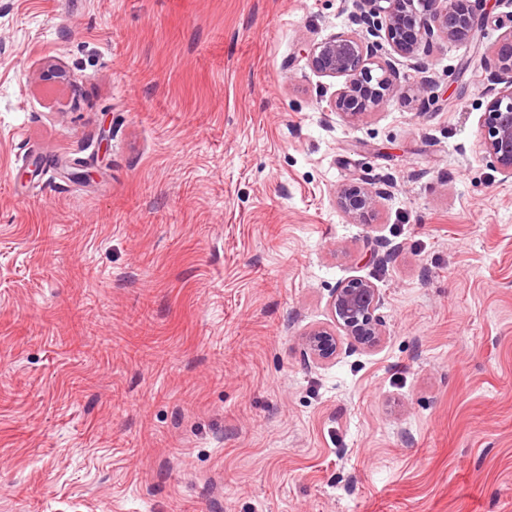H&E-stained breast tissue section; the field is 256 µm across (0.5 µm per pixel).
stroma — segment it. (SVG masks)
Segmentation results:
<instances>
[{
	"label": "stroma",
	"instance_id": "stroma-1",
	"mask_svg": "<svg viewBox=\"0 0 512 512\" xmlns=\"http://www.w3.org/2000/svg\"><path fill=\"white\" fill-rule=\"evenodd\" d=\"M352 9L0 0V512H512V5L357 124L304 53ZM357 277L382 343L307 359ZM485 95L488 100L482 115V146L504 180L512 179V28L496 42ZM497 85H504L497 88ZM377 193L360 185L346 186L338 192V205L349 217L361 218L376 204Z\"/></svg>",
	"mask_w": 512,
	"mask_h": 512
}]
</instances>
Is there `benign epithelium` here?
<instances>
[{
  "mask_svg": "<svg viewBox=\"0 0 512 512\" xmlns=\"http://www.w3.org/2000/svg\"><path fill=\"white\" fill-rule=\"evenodd\" d=\"M477 0H354L350 23L355 28L339 32L304 49L312 70L322 77H342L344 83L331 107L351 122L365 120L389 98L414 102L427 81L402 85L391 60L375 59L378 41H385L398 56L413 60L435 37L450 42H471L482 31L484 17ZM482 115V146L503 179H512V28L496 42ZM377 193L360 185L338 192V205L349 217L361 218L376 204ZM381 303L379 289L365 279L338 285L329 301L336 327L353 348L372 349L382 341L375 311ZM304 354L313 360L333 356L335 332L314 327L301 337Z\"/></svg>",
  "mask_w": 512,
  "mask_h": 512,
  "instance_id": "benign-epithelium-1",
  "label": "benign epithelium"
}]
</instances>
